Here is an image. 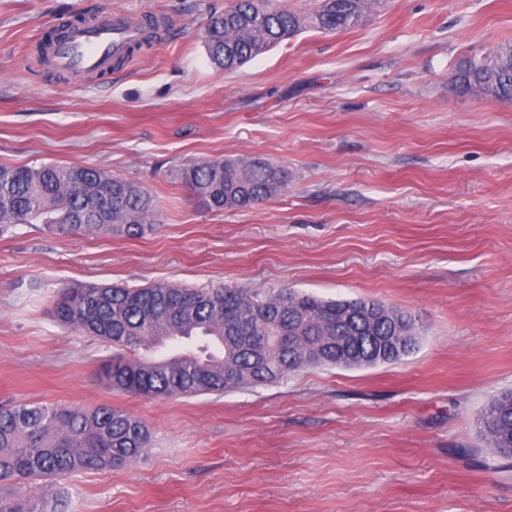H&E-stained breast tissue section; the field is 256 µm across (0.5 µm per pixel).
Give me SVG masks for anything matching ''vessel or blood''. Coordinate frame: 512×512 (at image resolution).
Returning <instances> with one entry per match:
<instances>
[{
  "label": "vessel or blood",
  "instance_id": "vessel-or-blood-1",
  "mask_svg": "<svg viewBox=\"0 0 512 512\" xmlns=\"http://www.w3.org/2000/svg\"><path fill=\"white\" fill-rule=\"evenodd\" d=\"M140 36L132 21L107 13L87 22L72 21L59 27L46 47L49 71L83 76L107 70Z\"/></svg>",
  "mask_w": 512,
  "mask_h": 512
}]
</instances>
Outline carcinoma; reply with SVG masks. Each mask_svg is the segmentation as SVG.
<instances>
[{
	"label": "carcinoma",
	"instance_id": "1",
	"mask_svg": "<svg viewBox=\"0 0 512 512\" xmlns=\"http://www.w3.org/2000/svg\"><path fill=\"white\" fill-rule=\"evenodd\" d=\"M373 0H318L316 28L355 26ZM304 17L265 0H230L210 14L203 41L211 62L232 70L294 37ZM458 90L512 100V43L494 56L461 58ZM176 178L205 207L242 209L278 196L287 174L259 158L209 159L180 167ZM157 216L139 184L92 166L0 165V229L42 220L61 236L137 235ZM60 323L114 350L104 375L112 387L143 397L222 394L274 383L347 356L393 364L417 343L412 316L372 298L323 299L292 288L268 291L236 285L182 288L158 282L141 288L71 286L56 291ZM482 432L501 458H512V392L493 398ZM150 443L146 425L110 406L56 404L0 407V512H67V501L33 484L131 465Z\"/></svg>",
	"mask_w": 512,
	"mask_h": 512
}]
</instances>
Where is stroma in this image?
<instances>
[{
	"mask_svg": "<svg viewBox=\"0 0 512 512\" xmlns=\"http://www.w3.org/2000/svg\"><path fill=\"white\" fill-rule=\"evenodd\" d=\"M225 0H0V164L106 168L139 183L143 235L0 233V405H109L151 440L136 464L56 484L68 512H512L484 408L512 391V101L455 89L457 61L512 41V0H377L233 71L202 35ZM112 12L160 37L95 77H52L54 23ZM258 157L288 186L210 211L171 173ZM153 282L290 287L410 312L412 354L221 395L141 398L111 351L61 326L58 288Z\"/></svg>",
	"mask_w": 512,
	"mask_h": 512,
	"instance_id": "obj_1",
	"label": "stroma"
}]
</instances>
